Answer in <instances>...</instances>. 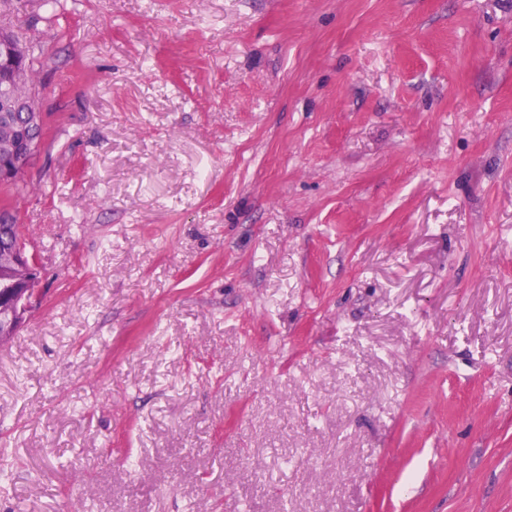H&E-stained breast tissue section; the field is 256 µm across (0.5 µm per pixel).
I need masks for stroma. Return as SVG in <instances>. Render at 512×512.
<instances>
[{"label":"stroma","instance_id":"35a3bbf8","mask_svg":"<svg viewBox=\"0 0 512 512\" xmlns=\"http://www.w3.org/2000/svg\"><path fill=\"white\" fill-rule=\"evenodd\" d=\"M43 267L0 512H512V0H40Z\"/></svg>","mask_w":512,"mask_h":512}]
</instances>
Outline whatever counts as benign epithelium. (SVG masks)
<instances>
[{
    "mask_svg": "<svg viewBox=\"0 0 512 512\" xmlns=\"http://www.w3.org/2000/svg\"><path fill=\"white\" fill-rule=\"evenodd\" d=\"M0 72L4 73L5 85L11 88V96L3 104L0 113L28 114V130L0 142V157L5 161L4 165H0V181L17 182L24 172V167L19 165L17 159L27 162L31 158L40 140L39 131L44 117L32 109V92L14 79L15 74L26 73V58L21 47L3 32H0ZM0 265L16 268L26 277L24 287L10 289L9 301L0 306V334L10 336L23 326L39 300L41 266L38 256L21 244L0 247Z\"/></svg>",
    "mask_w": 512,
    "mask_h": 512,
    "instance_id": "benign-epithelium-1",
    "label": "benign epithelium"
}]
</instances>
